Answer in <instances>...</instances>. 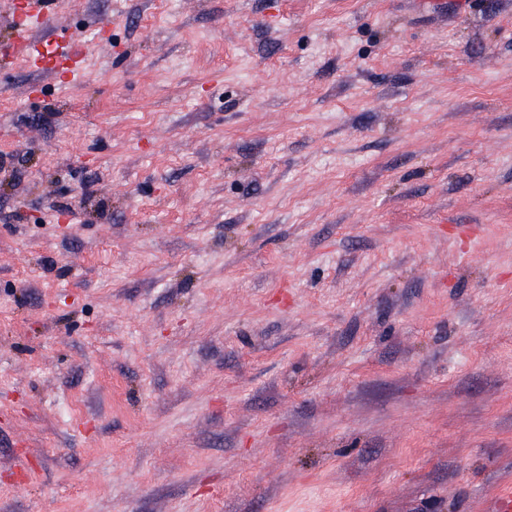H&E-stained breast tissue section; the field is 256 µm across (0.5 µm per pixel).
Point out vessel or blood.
Listing matches in <instances>:
<instances>
[{
  "label": "vessel or blood",
  "instance_id": "b4317fda",
  "mask_svg": "<svg viewBox=\"0 0 512 512\" xmlns=\"http://www.w3.org/2000/svg\"><path fill=\"white\" fill-rule=\"evenodd\" d=\"M11 8L15 38L1 58L52 78L61 90L87 80V48L75 36L58 34L50 0H13Z\"/></svg>",
  "mask_w": 512,
  "mask_h": 512
}]
</instances>
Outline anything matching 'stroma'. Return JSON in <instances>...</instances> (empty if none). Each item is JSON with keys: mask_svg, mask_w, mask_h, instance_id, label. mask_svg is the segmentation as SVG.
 I'll use <instances>...</instances> for the list:
<instances>
[{"mask_svg": "<svg viewBox=\"0 0 512 512\" xmlns=\"http://www.w3.org/2000/svg\"><path fill=\"white\" fill-rule=\"evenodd\" d=\"M55 8L88 80L0 81V512H485L512 0Z\"/></svg>", "mask_w": 512, "mask_h": 512, "instance_id": "35a3bbf8", "label": "stroma"}]
</instances>
